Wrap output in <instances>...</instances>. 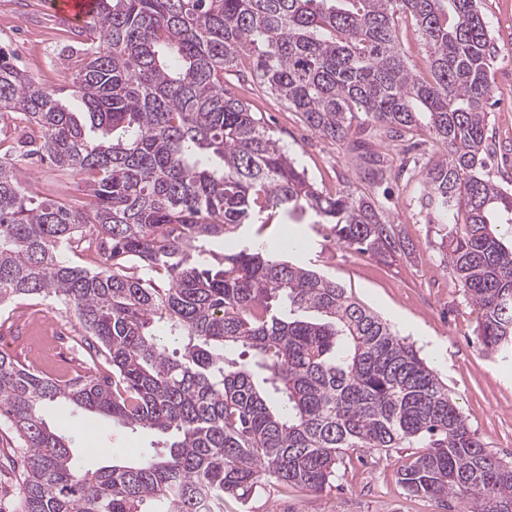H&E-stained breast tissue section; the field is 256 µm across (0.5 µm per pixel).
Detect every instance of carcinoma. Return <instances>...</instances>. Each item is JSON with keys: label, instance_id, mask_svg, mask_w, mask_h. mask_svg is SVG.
<instances>
[{"label": "carcinoma", "instance_id": "cac0c4a2", "mask_svg": "<svg viewBox=\"0 0 512 512\" xmlns=\"http://www.w3.org/2000/svg\"><path fill=\"white\" fill-rule=\"evenodd\" d=\"M74 91L83 112L0 47V118L84 177L91 208L33 198L0 153V307L58 300L112 376H42L0 352V424L22 458L14 512H225L276 484L319 491L347 450L418 448L398 469L456 512H512V464L471 432L448 386L373 310L292 259L263 229L279 214L329 224L371 255L406 249L370 196L318 189L250 105L224 87L249 61L267 93L321 137L353 141L373 184L386 158L354 135H427L448 153L423 171L448 224V264L481 310L477 335L512 361V190L485 179L484 105L498 54L481 0H98ZM420 33L416 73L398 30ZM364 120L351 131L356 113ZM258 225L212 261L205 244ZM83 244L98 270L71 265ZM60 402L167 437L133 462L81 466L41 414Z\"/></svg>", "mask_w": 512, "mask_h": 512}]
</instances>
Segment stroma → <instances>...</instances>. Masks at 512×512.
<instances>
[{"label":"stroma","mask_w":512,"mask_h":512,"mask_svg":"<svg viewBox=\"0 0 512 512\" xmlns=\"http://www.w3.org/2000/svg\"><path fill=\"white\" fill-rule=\"evenodd\" d=\"M485 18L500 48L491 70L493 94L486 106L488 130L495 143L487 161L486 176L498 182L512 179V0H482ZM73 22L61 19L46 0H0V44L12 51L26 74L37 82L60 90L61 101L71 110L80 103L72 91L71 78L81 54ZM225 85L237 98L261 113L275 138L304 167L310 179L324 190H344L356 195L373 193L364 168L346 146L319 137L299 115L252 81L228 76ZM379 152L392 164V195L398 203L388 206L407 248L390 257L363 254L340 244L328 226L296 222L280 216L265 234L275 239L302 238L303 262H310L336 279L356 300L380 314L401 337L414 342L439 372L448 392L467 418L470 429L488 451L512 462V362L487 355L474 329L480 311L464 292L447 262L441 242L447 225L429 215L421 202V186L413 174L412 161L420 165L440 159L442 145L427 140L419 150H409L402 141L378 143ZM22 178L37 185L40 199L54 196L57 182H65V201L88 207L91 198L82 176L61 177L38 157L17 156ZM52 300L26 299L12 311L0 314L7 323L0 330V350L18 365L52 377H71L87 372L109 376L112 364L104 356L89 358L86 349L37 362L34 328L60 311ZM62 404L50 403L42 413L46 422L59 428L80 463L88 468L133 458L150 448L151 433L130 430L111 421L97 425L89 444L76 442L83 428V414L61 421ZM15 439L0 427V512H13L18 499L21 461ZM415 454L411 448H395L389 454L373 451L348 452L336 466L330 484L319 493L270 485L244 502H231L227 512H448L447 502L409 493L398 480V469Z\"/></svg>","instance_id":"stroma-1"}]
</instances>
